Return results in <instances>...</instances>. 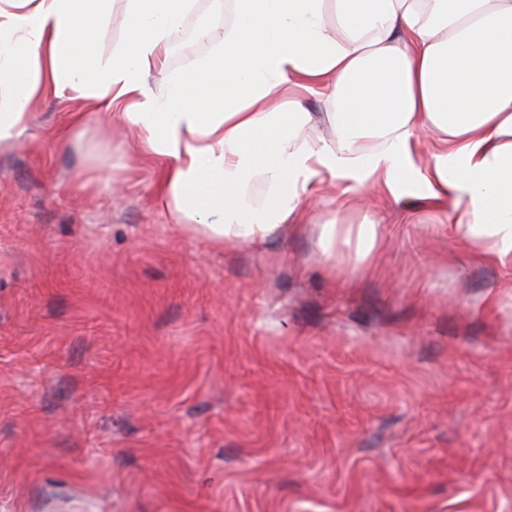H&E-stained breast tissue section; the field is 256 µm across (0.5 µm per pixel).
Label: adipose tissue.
<instances>
[{"label":"adipose tissue","mask_w":512,"mask_h":512,"mask_svg":"<svg viewBox=\"0 0 512 512\" xmlns=\"http://www.w3.org/2000/svg\"><path fill=\"white\" fill-rule=\"evenodd\" d=\"M112 0H0V142L46 91L94 100L163 161L174 224L218 247L254 244L308 216L309 186L346 183L320 224L328 266L372 254L368 212L419 181L440 223L512 263V0H233L224 45L155 95L189 0H128L109 56ZM327 96L321 117L307 94ZM438 148L417 165L413 148ZM127 0H112V8L108 22L97 35L99 54L107 56L112 46L121 40L127 20Z\"/></svg>","instance_id":"ef3b65f1"}]
</instances>
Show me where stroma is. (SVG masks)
Returning <instances> with one entry per match:
<instances>
[{
  "label": "stroma",
  "instance_id": "obj_1",
  "mask_svg": "<svg viewBox=\"0 0 512 512\" xmlns=\"http://www.w3.org/2000/svg\"><path fill=\"white\" fill-rule=\"evenodd\" d=\"M168 73L212 58L232 0ZM80 123H73V116ZM0 143V512H512V266L374 210L367 273L317 225L224 251L89 99Z\"/></svg>",
  "mask_w": 512,
  "mask_h": 512
}]
</instances>
